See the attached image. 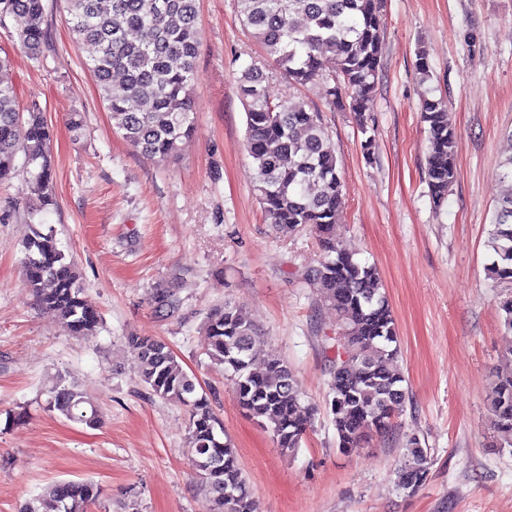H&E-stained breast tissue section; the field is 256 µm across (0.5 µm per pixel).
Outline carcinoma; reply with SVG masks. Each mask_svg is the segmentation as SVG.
Instances as JSON below:
<instances>
[{
	"instance_id": "carcinoma-1",
	"label": "carcinoma",
	"mask_w": 512,
	"mask_h": 512,
	"mask_svg": "<svg viewBox=\"0 0 512 512\" xmlns=\"http://www.w3.org/2000/svg\"><path fill=\"white\" fill-rule=\"evenodd\" d=\"M75 40L90 49L88 70L111 114L112 126L136 150L167 162L178 156L194 126V60L200 44L198 0H63ZM244 26L252 30L267 61L289 85L323 79L329 105L348 106L367 129L382 51V0H237ZM17 25L21 47L38 58L46 43L44 0H0V17ZM333 60L335 67L326 66ZM120 84H114V76ZM246 108V149L255 166V190L264 216L279 232L312 228L324 257L305 274L320 301L336 312L348 358L329 365V408L338 447L350 452L367 436L382 434L409 401L399 369V336L375 267L342 250L332 237L339 219L341 178L321 113L300 100L270 97L264 74L254 64L239 78ZM421 117L428 126L426 182L433 203L448 199L455 176L458 140L441 101L426 99ZM26 125L24 137L18 128ZM52 133L39 105L19 108L14 84L0 81V183L25 175L31 204H55L50 144ZM508 190L497 201L487 247L495 256L491 277L512 287V148L500 162ZM25 282L36 302L56 314L73 336H92L98 311L83 296L73 262L58 248L54 230L32 229L23 245ZM501 324L512 334V292L499 302ZM205 354L230 373L239 407L258 420L277 447L293 453L307 431L310 407L301 401L298 379L288 362H256L260 341L246 309L226 303L204 322ZM151 394L188 413L186 442L213 512H258L247 473L224 423L209 398L197 390L167 343L128 337ZM489 398L499 446L512 447V348L501 355ZM46 406L68 420L95 427L99 410L74 381L57 375ZM430 457L420 439L406 437L396 486L407 494L422 487ZM101 495L98 484L63 480L47 496H36L19 512H89Z\"/></svg>"
}]
</instances>
